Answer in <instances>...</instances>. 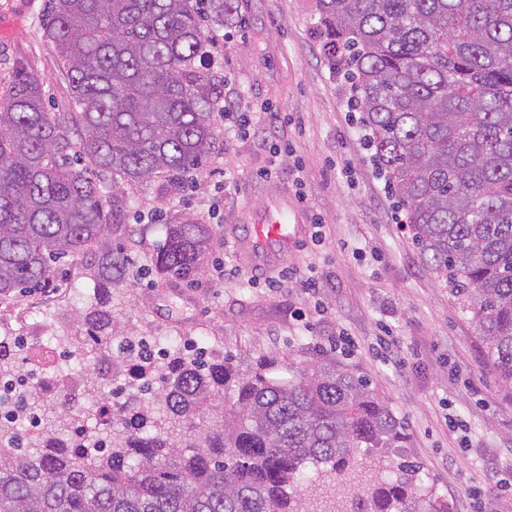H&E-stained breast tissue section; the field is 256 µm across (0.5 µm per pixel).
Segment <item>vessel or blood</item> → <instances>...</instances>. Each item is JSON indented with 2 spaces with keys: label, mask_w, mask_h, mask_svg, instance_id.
Instances as JSON below:
<instances>
[{
  "label": "vessel or blood",
  "mask_w": 512,
  "mask_h": 512,
  "mask_svg": "<svg viewBox=\"0 0 512 512\" xmlns=\"http://www.w3.org/2000/svg\"><path fill=\"white\" fill-rule=\"evenodd\" d=\"M284 206V201L276 197L266 208L252 212L245 234L236 242L238 253L247 256L252 273L267 271L307 234V225L283 223Z\"/></svg>",
  "instance_id": "1"
}]
</instances>
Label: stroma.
I'll return each mask as SVG.
<instances>
[{"mask_svg": "<svg viewBox=\"0 0 512 512\" xmlns=\"http://www.w3.org/2000/svg\"><path fill=\"white\" fill-rule=\"evenodd\" d=\"M315 2L233 0L223 24L203 21L205 64L222 89L216 148L179 188L161 178L127 188L124 239L141 277L112 289L116 332L163 336L168 350L229 356L243 367L262 356L292 367L336 360L371 379L402 423L407 444L391 449V464L416 466L449 512H466L477 494L485 512H512V390L414 246L350 106V83L328 63ZM46 6L0 0V80L24 60L44 80L48 111L65 113L73 103L43 35ZM246 112L256 120L243 123ZM272 187L323 222L319 236L280 262L287 278L275 289L251 280L234 248L246 210L263 209ZM187 219L210 226L209 263L191 281L160 277L165 227ZM292 268L316 278L319 292L305 294ZM94 286L86 260H65L51 287L0 296V319L18 330L52 315L77 335L73 319ZM385 328L398 360L373 350ZM341 333L353 349L337 347ZM450 414L465 420V432L448 427Z\"/></svg>", "mask_w": 512, "mask_h": 512, "instance_id": "35a3bbf8", "label": "stroma"}]
</instances>
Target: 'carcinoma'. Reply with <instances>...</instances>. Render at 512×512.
<instances>
[{
  "mask_svg": "<svg viewBox=\"0 0 512 512\" xmlns=\"http://www.w3.org/2000/svg\"><path fill=\"white\" fill-rule=\"evenodd\" d=\"M324 47L345 53L351 104L374 161L429 269L471 320L512 387V0H317ZM231 0H207L213 22ZM44 35L76 108L45 109L42 78L15 64L0 86V295L53 284L65 257L96 270L81 313L96 362L116 371L109 300L127 254L124 187L178 184L215 149L221 90L193 0H49ZM97 172L112 174V213ZM209 225H166L162 277L191 280L208 261ZM262 357L202 362L177 350L150 377L157 402L130 397L108 449L81 446L71 395L37 443L0 452V512H311L306 465L367 512H448L418 470L360 480L358 455L401 448V422L364 377L334 360L278 376ZM232 390L227 397L224 390ZM207 415L209 425L195 423Z\"/></svg>",
  "mask_w": 512,
  "mask_h": 512,
  "instance_id": "1",
  "label": "carcinoma"
}]
</instances>
